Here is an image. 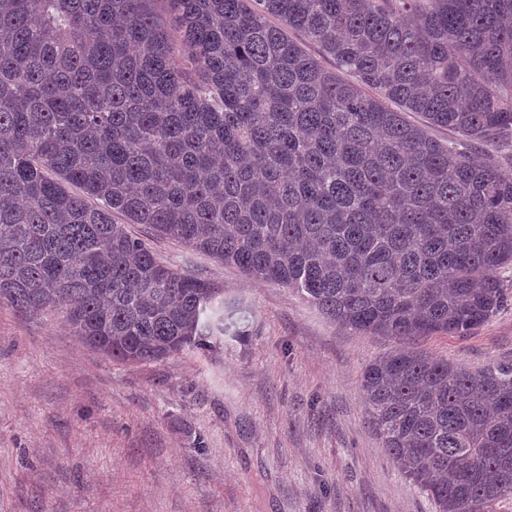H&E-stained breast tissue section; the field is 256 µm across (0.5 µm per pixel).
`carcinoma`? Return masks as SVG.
<instances>
[{"label":"carcinoma","mask_w":512,"mask_h":512,"mask_svg":"<svg viewBox=\"0 0 512 512\" xmlns=\"http://www.w3.org/2000/svg\"><path fill=\"white\" fill-rule=\"evenodd\" d=\"M170 2L173 25L157 0H0L1 302L61 311L114 362L211 347L224 289L127 229L146 224L367 335L500 311L512 0ZM361 386L436 512L512 501V364L398 351Z\"/></svg>","instance_id":"1"}]
</instances>
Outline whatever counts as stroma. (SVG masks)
Listing matches in <instances>:
<instances>
[{"instance_id":"stroma-1","label":"stroma","mask_w":512,"mask_h":512,"mask_svg":"<svg viewBox=\"0 0 512 512\" xmlns=\"http://www.w3.org/2000/svg\"><path fill=\"white\" fill-rule=\"evenodd\" d=\"M224 290L211 349L112 362L61 312L0 303V512H435L366 412L365 367L512 363V298L467 336L340 328L300 293L129 227Z\"/></svg>"}]
</instances>
